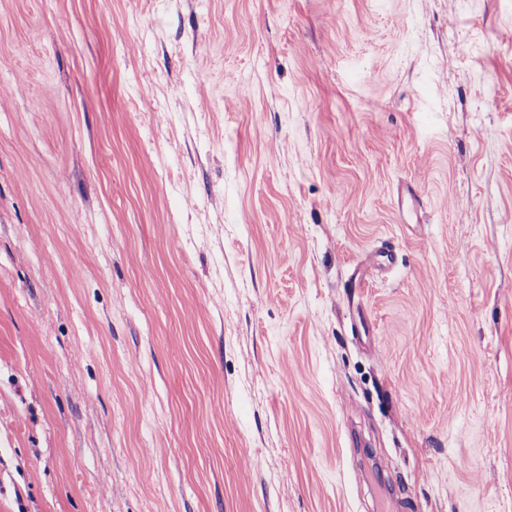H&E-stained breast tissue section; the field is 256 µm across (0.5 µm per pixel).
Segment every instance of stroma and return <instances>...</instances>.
I'll list each match as a JSON object with an SVG mask.
<instances>
[{
	"mask_svg": "<svg viewBox=\"0 0 512 512\" xmlns=\"http://www.w3.org/2000/svg\"><path fill=\"white\" fill-rule=\"evenodd\" d=\"M394 495L512 512V0H0V512Z\"/></svg>",
	"mask_w": 512,
	"mask_h": 512,
	"instance_id": "35a3bbf8",
	"label": "stroma"
}]
</instances>
